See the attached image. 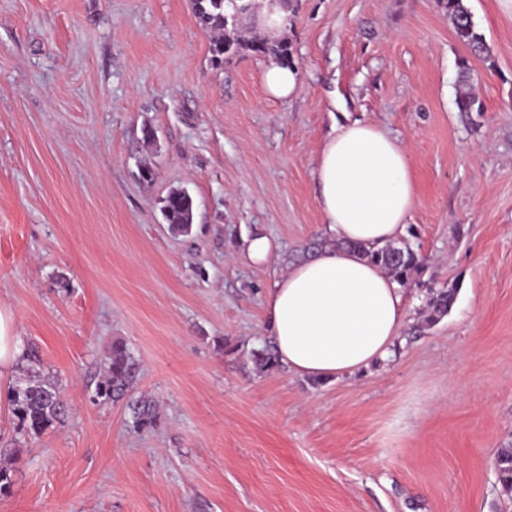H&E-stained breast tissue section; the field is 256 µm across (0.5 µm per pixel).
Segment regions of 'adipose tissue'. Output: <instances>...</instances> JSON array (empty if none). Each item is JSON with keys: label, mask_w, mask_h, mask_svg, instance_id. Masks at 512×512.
Here are the masks:
<instances>
[{"label": "adipose tissue", "mask_w": 512, "mask_h": 512, "mask_svg": "<svg viewBox=\"0 0 512 512\" xmlns=\"http://www.w3.org/2000/svg\"><path fill=\"white\" fill-rule=\"evenodd\" d=\"M314 176L325 232L341 240L384 245L402 231L416 202L405 148L367 121L335 129ZM404 310L405 290L385 269L327 248L273 281L266 334L295 374L337 378L389 353Z\"/></svg>", "instance_id": "adipose-tissue-1"}]
</instances>
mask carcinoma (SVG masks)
<instances>
[{
	"instance_id": "obj_1",
	"label": "carcinoma",
	"mask_w": 512,
	"mask_h": 512,
	"mask_svg": "<svg viewBox=\"0 0 512 512\" xmlns=\"http://www.w3.org/2000/svg\"><path fill=\"white\" fill-rule=\"evenodd\" d=\"M195 17L200 27L214 34L211 45V62L221 65L224 55L239 51L270 56L283 64H290L288 42L241 39L231 35L225 28L224 15L238 11L242 14L257 13L255 0H192ZM455 37L470 53L483 61L494 64L493 49L476 26L466 0H442ZM473 73L468 59L458 64L456 107L469 113L481 111L472 91ZM162 213L174 230L187 234L191 231L194 217V200L187 190H170L163 199ZM351 247L368 262L385 269L400 286L406 287L417 281L423 273V257L410 246H386L375 248L363 244L343 243ZM455 298V289H441L431 295L427 302L425 321L432 323L448 313ZM253 363L261 370L280 367L274 346L266 344L252 352ZM138 364L126 346L115 341L112 354L104 364V373L96 387V397L104 401L118 402L136 383ZM10 405L13 414L27 429L37 435L47 428L64 422L69 409L61 400L57 384L33 367H23L22 375L11 387ZM133 424L137 428L156 425L155 408L149 400H140L133 407ZM497 475L507 492H512V448H501L496 455Z\"/></svg>"
}]
</instances>
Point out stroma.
Here are the masks:
<instances>
[{
  "label": "stroma",
  "instance_id": "obj_1",
  "mask_svg": "<svg viewBox=\"0 0 512 512\" xmlns=\"http://www.w3.org/2000/svg\"><path fill=\"white\" fill-rule=\"evenodd\" d=\"M467 5L493 63L438 0H293L301 84L276 101L267 57L212 67L191 0H0V304L70 407L30 434L0 383V512H512L495 470L512 447V0ZM464 56L483 105L467 116ZM355 119L407 150L416 203L394 243L426 268L386 359L258 371L267 290L325 236L316 156ZM177 186L188 236L161 213ZM257 234L274 264L245 258ZM442 288L455 301L425 325ZM116 341L156 427L95 398ZM473 73L467 58H462L458 64L456 107L458 112H479L481 106L477 104L472 91Z\"/></svg>",
  "mask_w": 512,
  "mask_h": 512
}]
</instances>
